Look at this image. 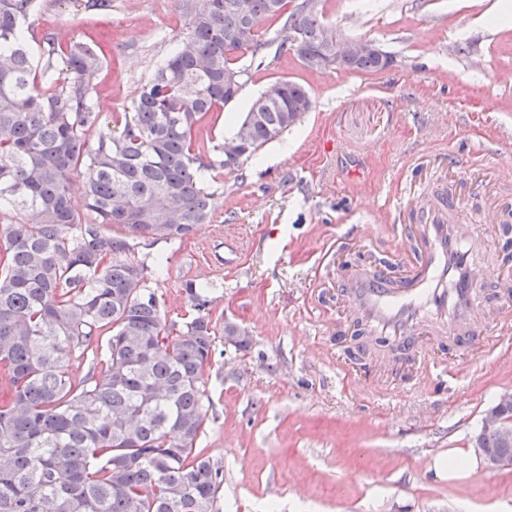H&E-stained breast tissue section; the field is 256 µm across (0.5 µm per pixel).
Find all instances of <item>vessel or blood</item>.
<instances>
[{"label":"vessel or blood","instance_id":"b4317fda","mask_svg":"<svg viewBox=\"0 0 512 512\" xmlns=\"http://www.w3.org/2000/svg\"><path fill=\"white\" fill-rule=\"evenodd\" d=\"M406 222L414 248L399 272L341 266L338 286L366 335L412 354L419 336L444 327L447 350L456 353L512 321L510 314L491 312L482 299L498 276L495 263L481 258L492 246L490 224L470 223L459 193L423 185Z\"/></svg>","mask_w":512,"mask_h":512}]
</instances>
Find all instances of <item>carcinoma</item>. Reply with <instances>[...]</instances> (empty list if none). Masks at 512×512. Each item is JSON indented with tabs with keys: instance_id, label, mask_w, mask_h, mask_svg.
Masks as SVG:
<instances>
[{
	"instance_id": "cac0c4a2",
	"label": "carcinoma",
	"mask_w": 512,
	"mask_h": 512,
	"mask_svg": "<svg viewBox=\"0 0 512 512\" xmlns=\"http://www.w3.org/2000/svg\"><path fill=\"white\" fill-rule=\"evenodd\" d=\"M183 0L186 36L121 113L92 104L103 59L44 38L34 65L26 31L41 0H0V512H220L224 469L195 453L207 408L200 374L215 329L206 286L188 283L184 329L167 326L137 240H184L207 223L221 172L242 167L312 109L290 80L254 99L230 139L201 141L273 43L309 69L330 47L317 0ZM282 21L260 39L259 20ZM379 49L349 72L380 73ZM62 82L45 94L40 82ZM84 184V211L71 201ZM233 345L245 332L224 323ZM108 336L107 353L97 343ZM73 359L86 374H69ZM512 459V442L479 435Z\"/></svg>"
}]
</instances>
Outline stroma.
Listing matches in <instances>:
<instances>
[{"mask_svg":"<svg viewBox=\"0 0 512 512\" xmlns=\"http://www.w3.org/2000/svg\"><path fill=\"white\" fill-rule=\"evenodd\" d=\"M346 39L376 42L395 60L377 74L318 72L295 53L264 62L205 133L231 136L251 102L278 81L308 90L313 108L217 183L210 223L183 241L143 242L162 256L150 285L168 324L188 319L186 283L207 284L217 325L252 340L241 351L216 335L199 385L210 400L196 451L219 462L222 512H512V468L481 467L449 480L439 463L471 448L484 416L512 392V351L444 357L420 337L425 359L446 358L433 381L394 377L393 356L364 344L336 294L337 240L356 236L357 261L407 248L397 208L421 185L453 190L466 211L507 187L512 199V22L490 20L497 0H320ZM182 0H112L85 10L46 0L27 34L102 47L94 102L103 118L130 105L180 45Z\"/></svg>","mask_w":512,"mask_h":512,"instance_id":"obj_1","label":"stroma"}]
</instances>
